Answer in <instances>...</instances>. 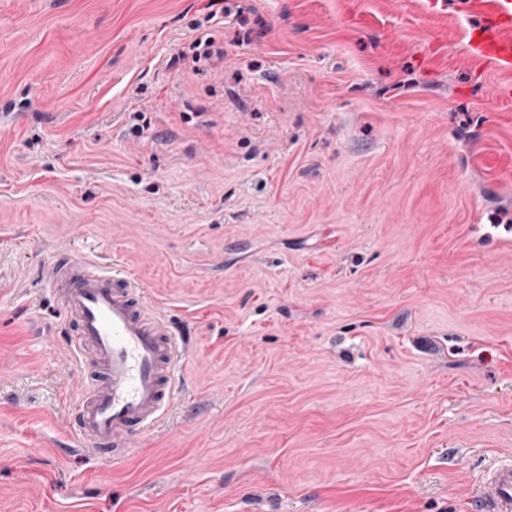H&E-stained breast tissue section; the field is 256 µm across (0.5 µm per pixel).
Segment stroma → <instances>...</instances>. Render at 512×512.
<instances>
[{"label": "stroma", "instance_id": "35a3bbf8", "mask_svg": "<svg viewBox=\"0 0 512 512\" xmlns=\"http://www.w3.org/2000/svg\"><path fill=\"white\" fill-rule=\"evenodd\" d=\"M0 0V512H473L512 454V71L464 0ZM187 342L124 457L76 446L55 253ZM217 16V11L212 12L208 21ZM215 27L203 36L195 38L191 43L189 50L191 55L182 53L181 58L184 62L188 61L189 70L200 75L207 69L201 68V61L206 62L211 70L217 68L218 64L224 62V24L217 17L213 20ZM222 29V31H221Z\"/></svg>", "mask_w": 512, "mask_h": 512}]
</instances>
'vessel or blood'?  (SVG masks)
Listing matches in <instances>:
<instances>
[{"mask_svg": "<svg viewBox=\"0 0 512 512\" xmlns=\"http://www.w3.org/2000/svg\"><path fill=\"white\" fill-rule=\"evenodd\" d=\"M482 20L470 34L478 55L512 68V0H468ZM48 290L73 336L70 351L95 375L82 384L68 425L97 456L121 457L151 435L178 395L186 347L128 274L83 255L48 262ZM480 512H512V460L491 467L474 492Z\"/></svg>", "mask_w": 512, "mask_h": 512, "instance_id": "b4317fda", "label": "vessel or blood"}]
</instances>
